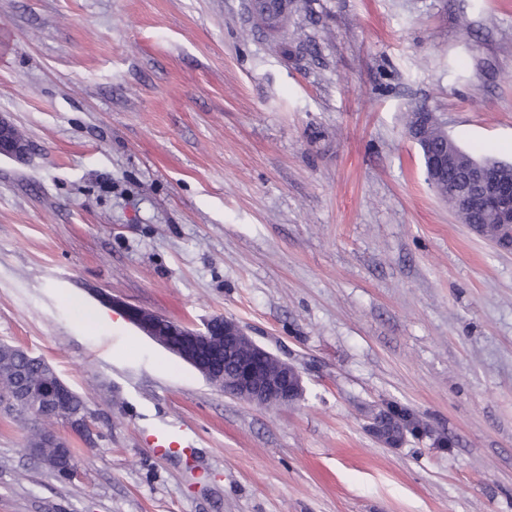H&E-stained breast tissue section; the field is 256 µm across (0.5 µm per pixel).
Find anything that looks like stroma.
<instances>
[{
  "instance_id": "stroma-1",
  "label": "stroma",
  "mask_w": 512,
  "mask_h": 512,
  "mask_svg": "<svg viewBox=\"0 0 512 512\" xmlns=\"http://www.w3.org/2000/svg\"><path fill=\"white\" fill-rule=\"evenodd\" d=\"M414 104L512 163V0H306L276 38L247 0H0V116L30 144L0 159V342L96 429L66 481L0 413V512H512V251L427 184ZM104 293L237 321L302 398L249 405L119 311L82 322ZM385 401L455 447H384ZM389 414L387 406L381 405L377 409H374L368 418V423L366 425L367 431L377 440L383 442L388 447L397 448L401 446L404 442L408 440L407 430L402 429V438L393 440H387L385 437H380V430L382 428V422L388 419L387 415Z\"/></svg>"
}]
</instances>
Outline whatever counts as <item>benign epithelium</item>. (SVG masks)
<instances>
[{
    "mask_svg": "<svg viewBox=\"0 0 512 512\" xmlns=\"http://www.w3.org/2000/svg\"><path fill=\"white\" fill-rule=\"evenodd\" d=\"M439 126L433 112H418L408 136L428 158L426 175L430 183H443L446 174L448 192L454 198L455 211L464 224L469 216L484 214L491 223L512 229V174L504 173L500 165L488 160L478 161L462 152L453 141L436 148L430 139L432 129ZM28 143L17 129L0 117V158L20 159L26 155ZM105 302L119 311L144 335L168 352L190 365L208 382L224 393L256 407L288 405L303 393L299 368L284 361L249 336L235 320L216 316L200 330L165 316L128 304L113 296ZM44 374L34 378L25 372L9 377L0 376V408L40 425L51 420L68 431L64 436L53 429L38 431L29 452L38 459L55 450L53 466L64 479L79 474L80 465L71 453L69 436L75 435L92 443L95 430L88 412L73 410V392L53 367L39 359ZM389 414L385 405L373 410L367 431L391 448L408 440H393L380 436L382 422Z\"/></svg>",
    "mask_w": 512,
    "mask_h": 512,
    "instance_id": "1",
    "label": "benign epithelium"
}]
</instances>
